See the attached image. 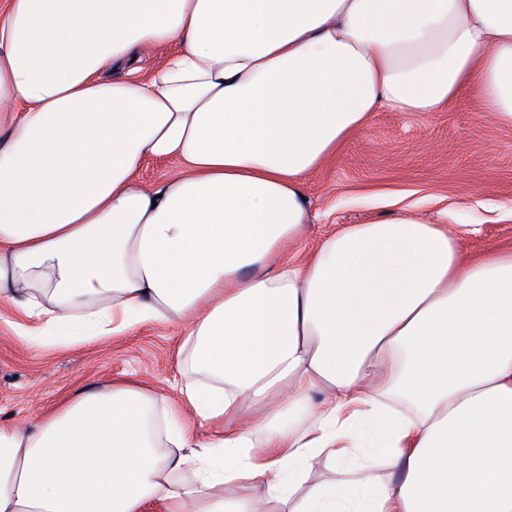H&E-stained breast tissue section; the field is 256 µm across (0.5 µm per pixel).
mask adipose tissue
Returning a JSON list of instances; mask_svg holds the SVG:
<instances>
[{
  "label": "adipose tissue",
  "mask_w": 512,
  "mask_h": 512,
  "mask_svg": "<svg viewBox=\"0 0 512 512\" xmlns=\"http://www.w3.org/2000/svg\"><path fill=\"white\" fill-rule=\"evenodd\" d=\"M468 94L512 126V0H0L17 338L174 325L184 362L175 400L0 420V512H512V252L407 213L304 241L306 176L374 112ZM322 455L357 479L307 485ZM174 52V47H168L162 51L146 50L117 68L106 69L103 75L113 79L141 80L152 75ZM179 170V165L174 160H157L146 157L139 172V176L146 184L160 183L163 179Z\"/></svg>",
  "instance_id": "obj_1"
}]
</instances>
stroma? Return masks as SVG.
<instances>
[{"mask_svg": "<svg viewBox=\"0 0 512 512\" xmlns=\"http://www.w3.org/2000/svg\"><path fill=\"white\" fill-rule=\"evenodd\" d=\"M304 188L311 200L307 242L343 224H366L409 210L429 221L472 225L462 253L512 250V126L463 97L440 112L382 109L355 132ZM0 307V419L30 422L84 385L133 380L176 398L179 330L142 324L90 344L33 349Z\"/></svg>", "mask_w": 512, "mask_h": 512, "instance_id": "stroma-1", "label": "stroma"}]
</instances>
